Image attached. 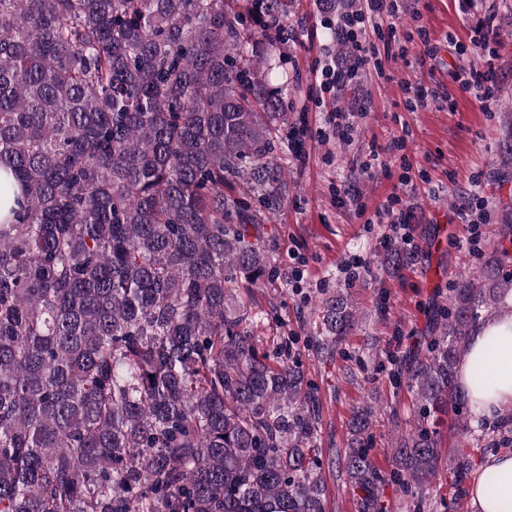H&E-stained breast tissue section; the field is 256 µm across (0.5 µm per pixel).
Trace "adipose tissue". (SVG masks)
I'll use <instances>...</instances> for the list:
<instances>
[{
  "label": "adipose tissue",
  "mask_w": 512,
  "mask_h": 512,
  "mask_svg": "<svg viewBox=\"0 0 512 512\" xmlns=\"http://www.w3.org/2000/svg\"><path fill=\"white\" fill-rule=\"evenodd\" d=\"M493 353L488 368L491 373L488 388L470 385V371L475 360ZM459 380L468 388L470 401L486 413L512 407V316L478 325L459 365ZM486 468L502 486V495L495 500L486 498L481 487H471L469 494L473 512H512V454L491 456Z\"/></svg>",
  "instance_id": "ef3b65f1"
}]
</instances>
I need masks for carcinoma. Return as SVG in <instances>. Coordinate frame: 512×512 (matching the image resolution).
<instances>
[{
	"instance_id": "1",
	"label": "carcinoma",
	"mask_w": 512,
	"mask_h": 512,
	"mask_svg": "<svg viewBox=\"0 0 512 512\" xmlns=\"http://www.w3.org/2000/svg\"><path fill=\"white\" fill-rule=\"evenodd\" d=\"M295 0H0V512H325L313 388L287 337L226 310L277 275L258 233L288 198L278 91L259 75ZM334 15L356 0H322ZM501 169L512 181V113ZM238 193H224L225 180ZM512 315V220L458 277L405 383L419 402L389 475L356 411L363 512L388 482L420 508L434 417L467 400L475 326ZM335 347L356 323L317 310ZM512 447V410L484 441Z\"/></svg>"
}]
</instances>
